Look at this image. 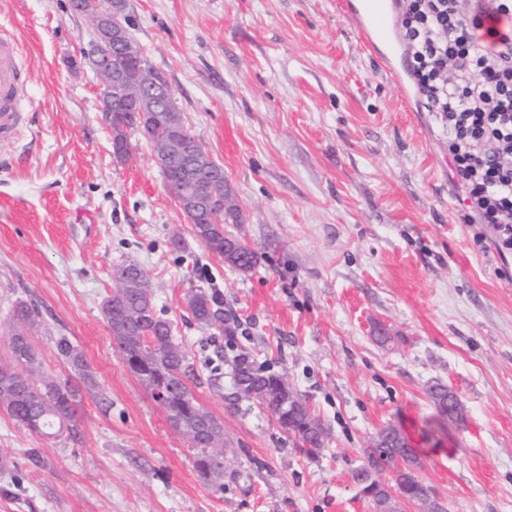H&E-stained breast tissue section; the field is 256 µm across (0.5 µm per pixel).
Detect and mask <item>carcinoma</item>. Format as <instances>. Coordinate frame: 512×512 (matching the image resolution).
<instances>
[{
    "label": "carcinoma",
    "mask_w": 512,
    "mask_h": 512,
    "mask_svg": "<svg viewBox=\"0 0 512 512\" xmlns=\"http://www.w3.org/2000/svg\"><path fill=\"white\" fill-rule=\"evenodd\" d=\"M110 63L114 71L145 69L156 73V68L143 55L113 57ZM154 98L156 106H150L147 101L142 107L145 123L162 129L160 135L148 137L154 152L160 153L173 143L180 145L176 166L167 181L170 192L180 198L187 172L195 169L197 159H202L205 168L198 171V178L220 202L223 219L220 224L212 223L214 209L202 206L192 215L194 234L208 250L224 258L228 266L244 273L251 271L258 264L257 252L241 239L224 233V225L239 223L241 214L224 179L223 167L210 159L204 146L185 127L168 82L155 91ZM110 126L115 158L126 161L131 155L129 132L143 134L145 127L130 122L127 113L116 111L112 112ZM115 270L125 275L126 280L114 283L112 293L103 302L102 313L125 366L162 405L171 425L196 448V470L206 478L212 473L223 476L224 456L197 446L194 439L195 420L203 407L189 385L187 357L174 336L172 323L157 312L147 272L133 260L118 265ZM187 306L197 324L224 335L225 347L232 352L224 357L232 381L231 395L272 414L306 454L315 455L324 448L322 423L306 402L289 390L283 377L270 366L258 362L252 352L237 347L238 321L224 309V298L216 292L195 290L188 295ZM37 316L34 308L23 303L13 311L18 327L9 337L11 361L0 365V408L39 436L50 437L64 431L74 434L78 431L81 407L79 389L69 382L38 378L40 361L26 335V326L34 323ZM55 349L85 388H96L83 354L68 337H58ZM428 394L440 420L462 419L461 402L448 387L433 385ZM377 441L379 444L367 450V465L354 473V480L362 485L363 494L372 499L380 512H399L392 488L372 479V472L384 467L395 472V489L402 500L421 504L425 512H445L433 499L431 490L413 473L418 453L401 430L390 425L380 431Z\"/></svg>",
    "instance_id": "1"
}]
</instances>
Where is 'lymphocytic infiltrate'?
<instances>
[{"label": "lymphocytic infiltrate", "instance_id": "obj_1", "mask_svg": "<svg viewBox=\"0 0 512 512\" xmlns=\"http://www.w3.org/2000/svg\"><path fill=\"white\" fill-rule=\"evenodd\" d=\"M420 107L448 145L459 219L512 257V0H397Z\"/></svg>", "mask_w": 512, "mask_h": 512}]
</instances>
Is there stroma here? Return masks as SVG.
<instances>
[{
    "label": "stroma",
    "instance_id": "obj_1",
    "mask_svg": "<svg viewBox=\"0 0 512 512\" xmlns=\"http://www.w3.org/2000/svg\"><path fill=\"white\" fill-rule=\"evenodd\" d=\"M130 32L172 87L190 133L224 169L243 214L226 234L259 262L243 273L195 237L130 133L112 153L92 27L70 0H0L22 48L24 121L0 141V364L11 311L35 307L43 375L97 383L76 436H37L0 411V512H376L353 480L385 427L421 451L417 478L447 512H512V275L457 218L441 132L354 36L343 0H129ZM192 366L200 405L224 424V478L123 363L102 304L125 260ZM217 291L240 346L270 363L321 420L311 457L276 419L209 381L224 337L199 327L192 289ZM459 397L440 422L431 385ZM55 349L57 355L74 370L86 389L96 388V382L88 370L83 354L71 343L68 337L59 336L55 340Z\"/></svg>",
    "mask_w": 512,
    "mask_h": 512
}]
</instances>
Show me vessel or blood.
<instances>
[{
    "label": "vessel or blood",
    "mask_w": 512,
    "mask_h": 512,
    "mask_svg": "<svg viewBox=\"0 0 512 512\" xmlns=\"http://www.w3.org/2000/svg\"><path fill=\"white\" fill-rule=\"evenodd\" d=\"M396 0H347L345 17L366 49L381 60L385 74L397 85L405 83V58L395 19ZM21 46L0 32V140H11L22 121L19 100L23 91Z\"/></svg>",
    "instance_id": "obj_1"
}]
</instances>
